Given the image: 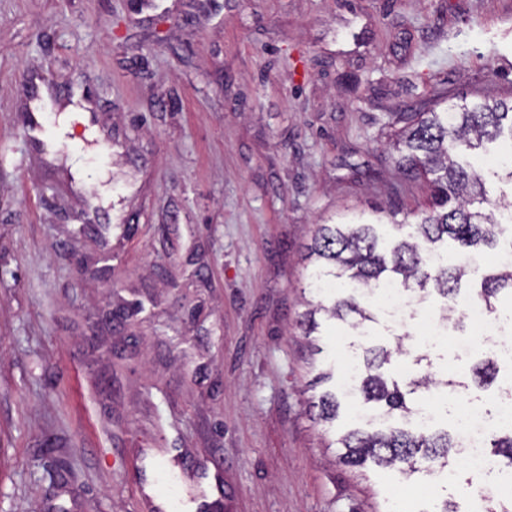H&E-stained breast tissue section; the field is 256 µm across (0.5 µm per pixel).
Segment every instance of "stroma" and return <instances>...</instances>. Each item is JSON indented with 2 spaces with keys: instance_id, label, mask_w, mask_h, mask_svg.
Segmentation results:
<instances>
[{
  "instance_id": "obj_1",
  "label": "stroma",
  "mask_w": 512,
  "mask_h": 512,
  "mask_svg": "<svg viewBox=\"0 0 512 512\" xmlns=\"http://www.w3.org/2000/svg\"><path fill=\"white\" fill-rule=\"evenodd\" d=\"M42 76L55 151L24 135ZM512 96V0H0V512H145L148 456L223 512H488L512 468L411 476L339 463L307 410L360 337L320 318L317 225L417 222L427 200L391 153L402 113ZM85 264L88 275L77 273ZM400 381L442 427L494 412L472 321L424 335L377 314Z\"/></svg>"
}]
</instances>
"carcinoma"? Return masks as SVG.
<instances>
[{
	"label": "carcinoma",
	"instance_id": "carcinoma-1",
	"mask_svg": "<svg viewBox=\"0 0 512 512\" xmlns=\"http://www.w3.org/2000/svg\"><path fill=\"white\" fill-rule=\"evenodd\" d=\"M500 138L509 140L512 150V101L485 98L456 105L450 112L428 109L406 118L394 142L396 163L406 174L428 183L430 210L414 225H392L394 232L385 236L378 232L377 222L319 225L310 245V255L322 262L316 282H326L332 289L339 285L343 293L323 294L304 314L305 335L317 330L320 313L347 323L358 336L367 335V324L374 321L373 292L387 284L414 293L419 306L438 295L452 310L460 303L463 278L478 274L481 288L472 303L493 313V299L503 293L512 299V263H500L495 272L483 275L471 264L482 249L498 245L504 228L512 225L507 218L512 207L490 197L482 171L458 159L459 152L479 150ZM449 239L457 248L456 263L451 265L441 257V244ZM391 357L392 351L384 346L365 349L351 387L363 404L385 409L390 424L383 430L347 431L339 439L344 448L339 462L358 467L371 459L404 475L416 472L422 462L447 466L448 452L459 442L446 429L412 425L410 396L429 388V378L400 384L384 371ZM496 373L490 358L472 367L481 386L490 384ZM340 407L336 394L325 392L310 403L309 411L315 419L331 422ZM483 446L506 457L512 466V426L487 431Z\"/></svg>",
	"mask_w": 512,
	"mask_h": 512
}]
</instances>
